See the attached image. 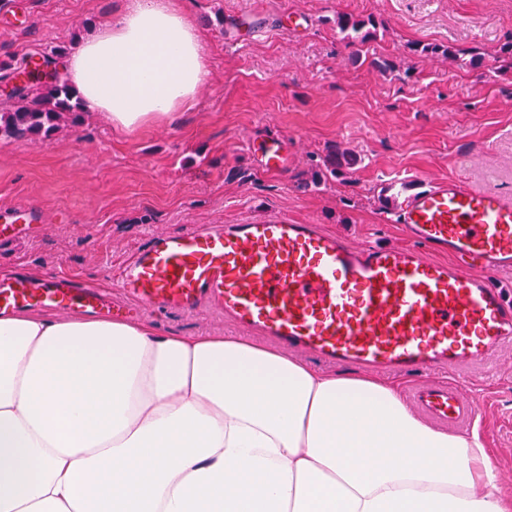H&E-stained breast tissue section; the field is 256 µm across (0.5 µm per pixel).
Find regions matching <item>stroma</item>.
I'll use <instances>...</instances> for the list:
<instances>
[{"label": "stroma", "mask_w": 512, "mask_h": 512, "mask_svg": "<svg viewBox=\"0 0 512 512\" xmlns=\"http://www.w3.org/2000/svg\"><path fill=\"white\" fill-rule=\"evenodd\" d=\"M199 26L211 80L169 123L132 133L96 112L48 139L0 141V209L32 207L42 229L0 244V266L95 282L152 232L272 216L355 241L401 245L376 192L389 181L454 177L512 198V0H173ZM124 0H0V60L50 46L72 52ZM379 22L371 53L385 74L352 63L337 13ZM452 46L455 59L416 56ZM288 143L278 172L256 146ZM356 162L332 174L337 151ZM163 336H231L210 311L145 313ZM493 467L512 472V364L485 391Z\"/></svg>", "instance_id": "stroma-1"}]
</instances>
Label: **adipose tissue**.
Here are the masks:
<instances>
[{
    "mask_svg": "<svg viewBox=\"0 0 512 512\" xmlns=\"http://www.w3.org/2000/svg\"><path fill=\"white\" fill-rule=\"evenodd\" d=\"M58 67L127 132L173 121L210 74L168 0H129ZM494 482L478 439L393 385L233 337L0 315V512H503Z\"/></svg>",
    "mask_w": 512,
    "mask_h": 512,
    "instance_id": "1",
    "label": "adipose tissue"
}]
</instances>
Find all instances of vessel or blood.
<instances>
[{
	"label": "vessel or blood",
	"instance_id": "1",
	"mask_svg": "<svg viewBox=\"0 0 512 512\" xmlns=\"http://www.w3.org/2000/svg\"><path fill=\"white\" fill-rule=\"evenodd\" d=\"M262 166L281 170L287 145L260 148ZM382 212L407 243L361 244L284 218L195 224L152 234L118 271L123 299L49 272L0 271V314L29 309L68 315L134 316L146 311L221 312L239 330L326 366L408 378L405 400L422 422L484 430L490 408L474 399L512 351V299L492 275L512 270V200L461 180L385 184ZM33 208L0 211V239L17 222H41Z\"/></svg>",
	"mask_w": 512,
	"mask_h": 512
}]
</instances>
